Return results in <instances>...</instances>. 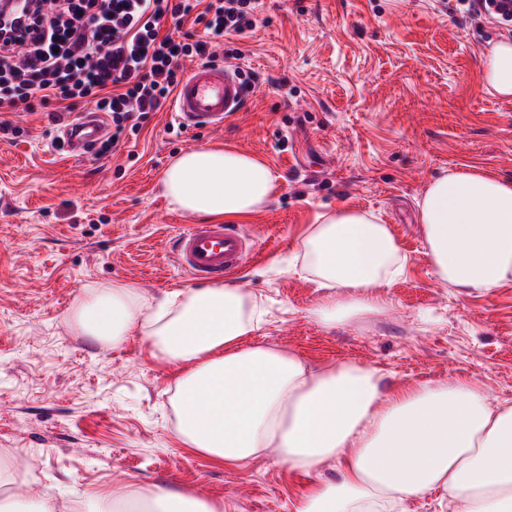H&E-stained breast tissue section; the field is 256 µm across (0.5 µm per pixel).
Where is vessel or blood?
<instances>
[{"instance_id": "vessel-or-blood-1", "label": "vessel or blood", "mask_w": 512, "mask_h": 512, "mask_svg": "<svg viewBox=\"0 0 512 512\" xmlns=\"http://www.w3.org/2000/svg\"><path fill=\"white\" fill-rule=\"evenodd\" d=\"M249 90L235 72L221 65L199 64L179 82L173 115L185 129L218 132L225 121L246 104ZM102 131L101 118L88 112L65 128L66 145L75 156L84 155ZM252 243L240 225H191L173 241L178 267L192 280L208 281L233 276L247 261Z\"/></svg>"}]
</instances>
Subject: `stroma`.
I'll use <instances>...</instances> for the list:
<instances>
[{
    "mask_svg": "<svg viewBox=\"0 0 512 512\" xmlns=\"http://www.w3.org/2000/svg\"><path fill=\"white\" fill-rule=\"evenodd\" d=\"M261 15L226 38L253 79L223 132L172 131L166 107L96 160L56 149L48 113L5 115L19 133L0 140V449L63 510L126 484L185 489L229 512H290L309 482L269 459L227 466L183 446L170 420L179 368L139 334L112 348L72 323L101 281L152 300L190 288L170 241L195 218L171 208L160 181L196 146L251 153L277 177L269 203L242 222L256 246L231 281L270 310L254 342L316 368H380L389 389L463 381L512 405V284L448 287L418 208L451 169L512 178V99L479 88L483 57L512 30L463 17L457 0H263ZM337 207L378 215L406 264L376 286L386 311L326 325L311 314L322 289L288 261Z\"/></svg>",
    "mask_w": 512,
    "mask_h": 512,
    "instance_id": "obj_1",
    "label": "stroma"
}]
</instances>
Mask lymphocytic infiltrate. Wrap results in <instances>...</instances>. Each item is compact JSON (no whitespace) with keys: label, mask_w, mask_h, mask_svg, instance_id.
Listing matches in <instances>:
<instances>
[{"label":"lymphocytic infiltrate","mask_w":512,"mask_h":512,"mask_svg":"<svg viewBox=\"0 0 512 512\" xmlns=\"http://www.w3.org/2000/svg\"><path fill=\"white\" fill-rule=\"evenodd\" d=\"M0 0V108H50L61 123L86 102L112 121L100 157L164 108L183 59L217 63L225 36L253 30L260 0H24L22 16ZM175 33H162L166 22ZM38 31L35 39L26 30Z\"/></svg>","instance_id":"f902f5d3"}]
</instances>
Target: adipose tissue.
Instances as JSON below:
<instances>
[{
	"mask_svg": "<svg viewBox=\"0 0 512 512\" xmlns=\"http://www.w3.org/2000/svg\"><path fill=\"white\" fill-rule=\"evenodd\" d=\"M481 88L512 98V41L485 55ZM162 185L174 210L242 220L269 202L276 178L250 153L193 147L166 167ZM419 221L449 287L512 283V179L448 172L427 189ZM301 249L327 290L312 313L328 325L385 310L374 286L405 266L389 226L350 207L319 215ZM74 322L112 347L139 332L153 356L182 366L175 435L184 446L233 465L271 458L310 476L291 512H400L407 499L432 492L462 512H512V406L475 385L388 390L381 369L354 362L316 369L249 343L265 313L254 296L225 284L173 290L154 305L133 284L102 282ZM331 463L336 478L322 479ZM97 498L103 512H224L223 502L162 487L117 486Z\"/></svg>",
	"mask_w": 512,
	"mask_h": 512,
	"instance_id": "ef3b65f1",
	"label": "adipose tissue"
}]
</instances>
